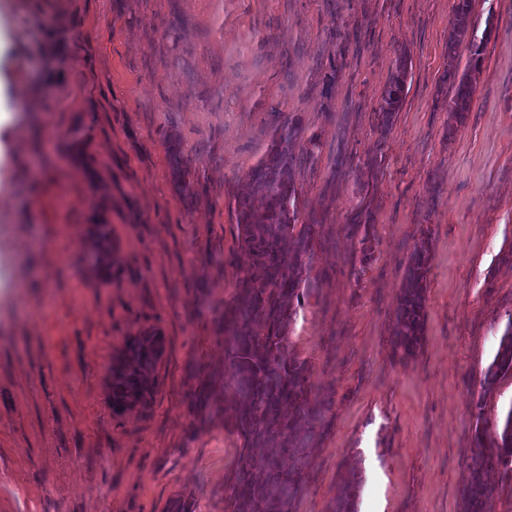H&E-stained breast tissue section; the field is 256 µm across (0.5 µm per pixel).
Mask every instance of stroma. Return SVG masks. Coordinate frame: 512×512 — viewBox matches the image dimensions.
Listing matches in <instances>:
<instances>
[{
	"instance_id": "1",
	"label": "stroma",
	"mask_w": 512,
	"mask_h": 512,
	"mask_svg": "<svg viewBox=\"0 0 512 512\" xmlns=\"http://www.w3.org/2000/svg\"><path fill=\"white\" fill-rule=\"evenodd\" d=\"M455 3L0 0V102H36L0 128V512H224L242 441L213 311L251 263L236 201L289 119L298 221L318 228L287 336L328 423L291 512H330L352 470L358 512H466L478 461L484 512H512V466L475 447L477 418L512 408V372L482 388L512 319V0L472 2L486 40L461 123ZM423 245L407 356L394 329ZM144 334L164 345L153 396L113 410L112 363ZM409 65L411 66V60L404 52L397 58L395 72L391 75L382 94L380 112L383 126H388L393 114L400 109ZM428 269V250H416L406 269L395 329V344L407 356L412 355L424 339V293ZM488 492L482 465H476L470 475L468 485L465 488V498L472 508H475L479 502H483Z\"/></svg>"
}]
</instances>
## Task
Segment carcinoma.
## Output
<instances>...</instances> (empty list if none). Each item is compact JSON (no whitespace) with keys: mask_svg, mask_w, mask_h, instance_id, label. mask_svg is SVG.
<instances>
[{"mask_svg":"<svg viewBox=\"0 0 512 512\" xmlns=\"http://www.w3.org/2000/svg\"><path fill=\"white\" fill-rule=\"evenodd\" d=\"M472 0H457L455 18L448 34V69L453 95L448 101L451 117L465 118L471 102L468 72L481 67L484 39L469 24ZM469 41L470 60L458 71L457 48ZM411 60L402 53L396 60L380 105L382 124L387 126L402 104ZM301 128L290 120L276 129L267 157L249 174L251 193L239 202L238 224L242 248L252 257L245 278L236 285L233 301L216 318L224 334V352L233 373L222 384L224 403L243 401L235 413L233 428L243 439L241 467L235 474L231 494L224 498V512H290L292 502L305 486L304 471L310 466L307 448L316 428H325L326 404L311 394L307 361L290 349L286 329L293 321L292 301L299 297L302 280L287 277L283 269L302 267L312 250L314 224L297 225L298 211L294 169L295 143ZM428 250L415 251L408 262L400 297L395 344L409 356L424 339V293L428 274ZM163 353L159 336H136L112 364L110 382L112 408L123 410L145 404L152 393L150 373ZM512 371V319L506 325L498 351L484 379L483 389L493 388L499 374ZM477 415L476 447L485 444L498 449L504 463H512V407L501 431L487 438ZM275 442L279 452L263 462L264 476L255 479L250 449ZM293 459L283 468L280 456ZM488 492L482 465L475 466L465 488L471 507L483 501ZM352 482H347L330 512H356Z\"/></svg>","mask_w":512,"mask_h":512,"instance_id":"cac0c4a2","label":"carcinoma"}]
</instances>
